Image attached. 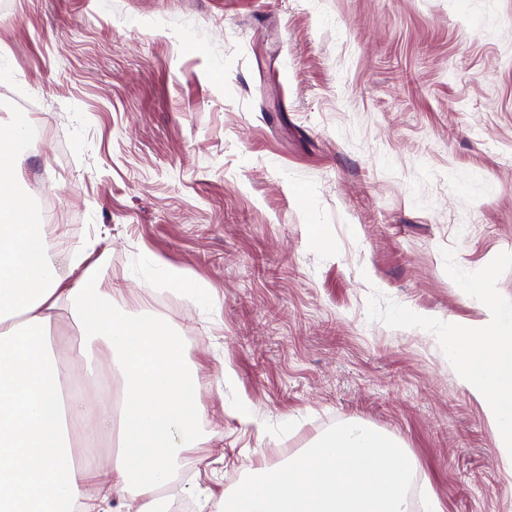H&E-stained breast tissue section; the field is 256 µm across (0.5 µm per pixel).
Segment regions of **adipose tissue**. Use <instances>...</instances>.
Instances as JSON below:
<instances>
[{"mask_svg": "<svg viewBox=\"0 0 512 512\" xmlns=\"http://www.w3.org/2000/svg\"><path fill=\"white\" fill-rule=\"evenodd\" d=\"M30 127L24 113L0 123V512H160L158 490L199 441L195 373L167 322L113 308L97 265L71 285L60 276L47 226L30 219V200L17 189ZM59 309L82 336L74 354L90 364L87 382L108 375L119 383L116 408L97 410L86 396L66 401L46 339ZM88 418L112 449L97 471L74 450ZM91 481L108 496L89 497Z\"/></svg>", "mask_w": 512, "mask_h": 512, "instance_id": "adipose-tissue-1", "label": "adipose tissue"}]
</instances>
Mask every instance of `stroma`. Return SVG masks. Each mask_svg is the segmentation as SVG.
<instances>
[{"label":"stroma","instance_id":"35a3bbf8","mask_svg":"<svg viewBox=\"0 0 512 512\" xmlns=\"http://www.w3.org/2000/svg\"><path fill=\"white\" fill-rule=\"evenodd\" d=\"M0 121L51 239L177 333L209 440L194 512L337 423L403 441L443 512H512L481 404L372 292L477 326L445 271L512 253V0H6ZM183 270L209 294L162 276ZM66 377L78 330L51 321ZM232 381H225V371ZM249 405L253 422L235 413Z\"/></svg>","mask_w":512,"mask_h":512}]
</instances>
